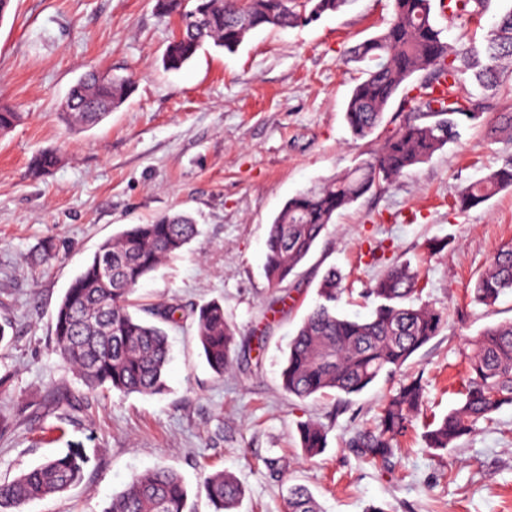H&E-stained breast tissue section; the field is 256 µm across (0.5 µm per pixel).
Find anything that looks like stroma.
Returning <instances> with one entry per match:
<instances>
[{
    "instance_id": "obj_1",
    "label": "stroma",
    "mask_w": 512,
    "mask_h": 512,
    "mask_svg": "<svg viewBox=\"0 0 512 512\" xmlns=\"http://www.w3.org/2000/svg\"><path fill=\"white\" fill-rule=\"evenodd\" d=\"M391 0H350L342 11L287 29L251 30L236 52L198 53L169 72L161 56L177 30L154 0H12L0 19V104L22 121L0 136V480L76 452L83 477L24 512H103L132 473L176 471L187 512H212L202 488L222 470L241 483L237 512H288L301 484L322 512H512V406L437 462L426 425L454 407L470 340L512 319V292L491 306L467 295L501 246L512 243V188L467 212L449 201L512 156L507 135L465 127L427 162L337 214L292 284L264 274L268 227L288 198L355 168L345 105L360 73L355 42L380 32ZM128 76L132 95L112 116L76 131L58 116L89 69ZM59 164L34 178L31 158ZM191 214L188 250L142 280L135 308L177 304L166 332L171 361L160 395L88 390L55 353L56 308L98 245L131 224ZM54 240V260L37 259ZM443 240L442 250H429ZM393 261L417 271L419 303L446 309L442 332L403 374L358 395L299 399L280 387L288 343L314 306L316 284L336 267L347 288L338 309L369 316L365 291ZM217 300L236 331L232 365L217 376L201 355L190 312ZM421 378L423 415L389 465L361 462L346 445L373 427L404 375ZM328 426L327 446L306 458L298 425ZM280 458L271 472L265 461Z\"/></svg>"
}]
</instances>
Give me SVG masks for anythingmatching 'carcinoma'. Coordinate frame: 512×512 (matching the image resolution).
Returning a JSON list of instances; mask_svg holds the SVG:
<instances>
[{
    "instance_id": "1",
    "label": "carcinoma",
    "mask_w": 512,
    "mask_h": 512,
    "mask_svg": "<svg viewBox=\"0 0 512 512\" xmlns=\"http://www.w3.org/2000/svg\"><path fill=\"white\" fill-rule=\"evenodd\" d=\"M350 0H155V10L178 19L162 66L178 71L198 51L215 47L234 52L247 33L261 27L285 29L340 11ZM491 0H448V21L460 27L479 17ZM348 61L361 65L345 119L355 141L371 136L396 98L407 108L402 121L381 146L353 170L288 199L270 224L265 276L279 287L296 275L336 214L372 188H383L429 160L467 126L490 132L512 130V105L487 117L486 92L512 97V7L502 13L479 42L453 48L433 20V0H392L385 27L348 48ZM426 72L421 82L413 77ZM134 91L130 77L93 68L84 74L61 104V115L73 127L96 126ZM22 119L0 105V134ZM57 153L44 151L30 163L34 177L54 168ZM512 188V161L462 189L451 205L476 208L498 192ZM198 235V224L186 213L162 216L150 224H133L100 244L66 289L55 312L54 346L60 357L90 390L158 395L166 390L169 361L166 333L130 311L129 295L165 260L181 252ZM344 288L336 268L317 284L318 301L288 343L280 372L281 388L300 399L359 394L382 376H392L440 333L442 311L416 307V273L406 263L389 265L368 295L376 306L367 318L336 312ZM512 291V244L503 246L492 264L474 280L472 301L491 306ZM197 338L210 368L224 375L235 346L224 305L208 303L192 312ZM469 370L458 404L425 432L426 448L446 451L472 435L478 423L492 420L512 406V321L484 328L471 342ZM423 387L418 377L399 385L382 407L374 429L358 431L348 447L370 463L389 464L394 443L422 412ZM304 454L314 457L327 445L328 427L318 421L298 426ZM84 458L75 453L51 458L0 481V512H22L27 504L62 493L83 474ZM203 487L213 512H235L242 487L222 471L208 475ZM186 486L165 467L135 473L104 512H185ZM288 512H321L301 485L289 491Z\"/></svg>"
}]
</instances>
